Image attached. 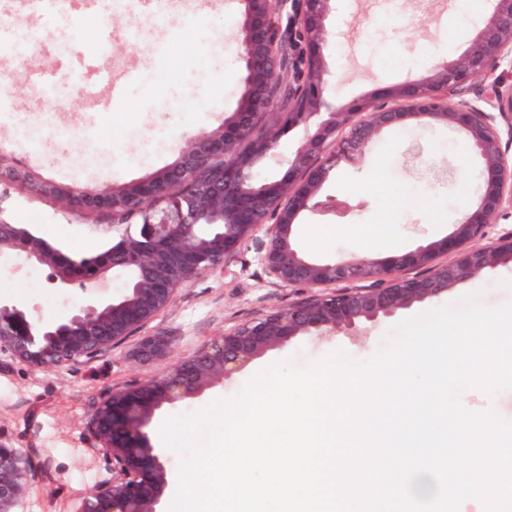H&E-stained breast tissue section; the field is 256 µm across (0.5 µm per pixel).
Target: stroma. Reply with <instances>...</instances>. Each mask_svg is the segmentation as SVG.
Instances as JSON below:
<instances>
[{"mask_svg":"<svg viewBox=\"0 0 512 512\" xmlns=\"http://www.w3.org/2000/svg\"><path fill=\"white\" fill-rule=\"evenodd\" d=\"M243 4L223 13L220 0L184 13L173 9L162 24L112 14L108 58L113 72L134 68L141 81L114 111L88 112L80 86L69 83L71 105L54 102V88H35L31 70L71 74L78 52L98 47L100 17L73 11L66 34L44 33L30 52L0 50V95L16 111L0 120V151L12 173L0 176V221L21 224L64 251L91 256L124 232L108 211L72 210L35 192L21 174L65 187L79 182L93 190L145 180L180 157L189 136L219 129L243 92L244 70L231 53L243 21ZM480 13L463 11L459 0H341L325 37L324 53L334 75L325 98L342 111L383 88L424 78L436 60L461 53L471 42ZM68 150L58 151L59 141ZM474 154L460 134L415 120L389 130L360 160L334 170L321 193L345 200L339 220L314 213L298 219V238L309 255L355 257L360 253L346 225L370 232L387 225L396 252L448 235L459 210L477 198ZM477 294L496 307L512 300V266L492 269L438 297L416 302L392 316L361 322L356 335L293 338L265 352L205 398L178 406V413L205 408L233 396L254 375L278 360L301 365L340 353L361 361L380 347L400 321ZM309 289L271 284L257 242L245 244L226 266L185 283L174 303L124 344L64 368H33L0 353V435L28 456L35 469L17 512H76L83 497L110 476L98 455L88 422L107 389L164 374L223 336L225 330L305 299ZM0 296L23 304L46 321L65 318L82 299L50 287L42 268L0 267ZM166 337L171 351L143 361V338Z\"/></svg>","mask_w":512,"mask_h":512,"instance_id":"obj_1","label":"stroma"}]
</instances>
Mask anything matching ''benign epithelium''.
I'll use <instances>...</instances> for the list:
<instances>
[{"label": "benign epithelium", "mask_w": 512, "mask_h": 512, "mask_svg": "<svg viewBox=\"0 0 512 512\" xmlns=\"http://www.w3.org/2000/svg\"><path fill=\"white\" fill-rule=\"evenodd\" d=\"M243 2L237 55L244 91L224 126L190 137L177 163L145 181L97 194L80 185L33 183L65 206L108 210L114 224L129 215L135 231L125 230L81 263L18 224H0V258L48 268L60 293L83 292L79 307L55 322L36 320L0 297V352L33 368L88 361L123 344L167 309L183 284L228 262L251 240L261 243V262L274 285L311 290L304 300L225 331L162 376L109 389L89 428L95 450L111 462V477L76 512H162L169 472L165 451L148 436L154 418L224 385L266 351L307 333L350 334L359 321L390 316L512 264V233H488L490 225L512 218V83L490 80L502 63L512 64V0H486L468 48L435 65L431 75L366 96L343 112L322 111L331 72L319 45L336 0ZM268 112L306 129L279 180L258 178L277 144L276 133L262 129ZM421 118L471 142L482 180L476 204L449 235L407 252L306 256L297 241L298 216L344 209L342 201L320 195L330 173L356 162L385 131ZM118 270L128 274L120 292L103 297L90 291ZM168 351L160 336L140 345L145 358ZM34 476L28 457L0 436V512H14Z\"/></svg>", "instance_id": "obj_1"}]
</instances>
